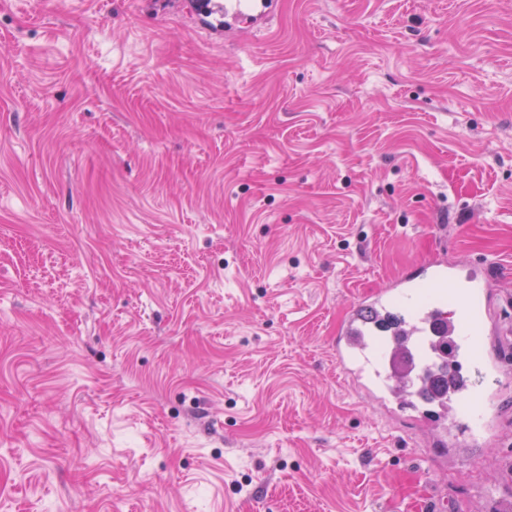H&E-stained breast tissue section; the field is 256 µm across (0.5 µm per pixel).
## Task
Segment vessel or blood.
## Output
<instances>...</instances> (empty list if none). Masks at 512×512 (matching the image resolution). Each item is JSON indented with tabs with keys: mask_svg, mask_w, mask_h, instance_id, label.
Here are the masks:
<instances>
[{
	"mask_svg": "<svg viewBox=\"0 0 512 512\" xmlns=\"http://www.w3.org/2000/svg\"><path fill=\"white\" fill-rule=\"evenodd\" d=\"M206 28L266 10L264 0H190ZM491 289L480 265L463 267L433 258L391 288L349 311L336 336V364L351 378L368 379L376 391L417 407L427 391L448 392L449 445L458 451L485 444L501 412V354L492 342Z\"/></svg>",
	"mask_w": 512,
	"mask_h": 512,
	"instance_id": "vessel-or-blood-1",
	"label": "vessel or blood"
}]
</instances>
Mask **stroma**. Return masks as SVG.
<instances>
[{"instance_id":"35a3bbf8","label":"stroma","mask_w":512,"mask_h":512,"mask_svg":"<svg viewBox=\"0 0 512 512\" xmlns=\"http://www.w3.org/2000/svg\"><path fill=\"white\" fill-rule=\"evenodd\" d=\"M512 325V0H0V512H470L490 447L336 365L419 261ZM266 1L195 0L188 3L190 13L206 28L223 32L224 24L240 21L266 10Z\"/></svg>"}]
</instances>
